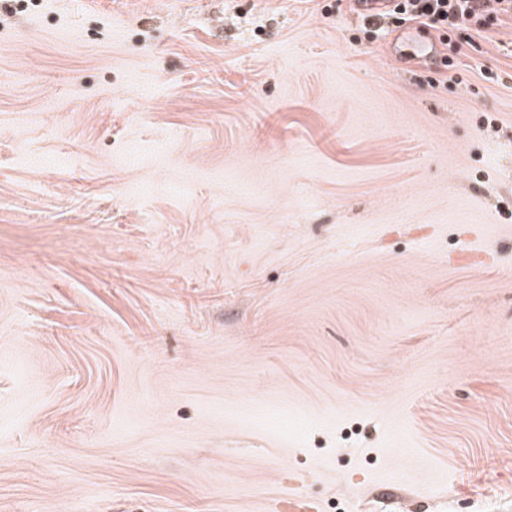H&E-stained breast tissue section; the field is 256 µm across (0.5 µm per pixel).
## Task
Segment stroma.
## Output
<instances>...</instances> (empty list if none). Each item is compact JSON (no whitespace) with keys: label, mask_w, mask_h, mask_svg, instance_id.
I'll use <instances>...</instances> for the list:
<instances>
[{"label":"stroma","mask_w":512,"mask_h":512,"mask_svg":"<svg viewBox=\"0 0 512 512\" xmlns=\"http://www.w3.org/2000/svg\"><path fill=\"white\" fill-rule=\"evenodd\" d=\"M0 13V512H512V17ZM391 55L401 63L428 62L435 58L436 47L432 42H418L410 33L396 48Z\"/></svg>","instance_id":"1"}]
</instances>
